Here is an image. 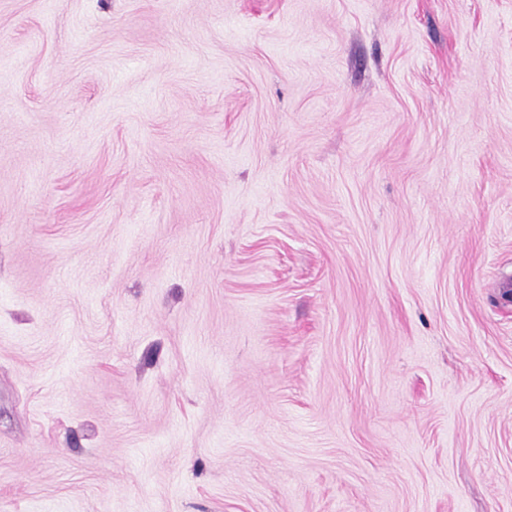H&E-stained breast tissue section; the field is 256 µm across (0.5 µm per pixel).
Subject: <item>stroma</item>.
<instances>
[{
  "label": "stroma",
  "instance_id": "1",
  "mask_svg": "<svg viewBox=\"0 0 512 512\" xmlns=\"http://www.w3.org/2000/svg\"><path fill=\"white\" fill-rule=\"evenodd\" d=\"M512 0H0V512H512Z\"/></svg>",
  "mask_w": 512,
  "mask_h": 512
}]
</instances>
